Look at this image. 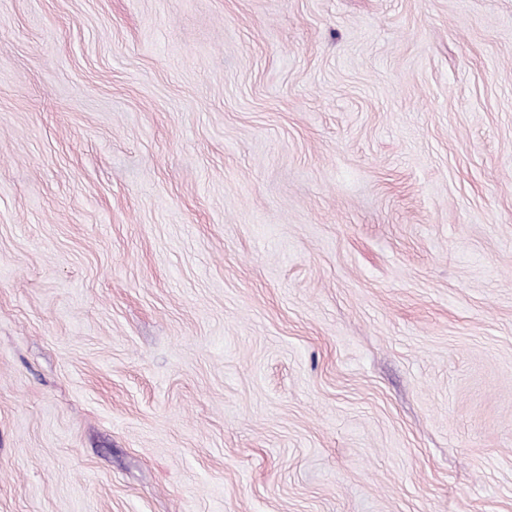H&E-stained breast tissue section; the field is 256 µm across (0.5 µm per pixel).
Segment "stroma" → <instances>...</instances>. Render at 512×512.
<instances>
[{"mask_svg":"<svg viewBox=\"0 0 512 512\" xmlns=\"http://www.w3.org/2000/svg\"><path fill=\"white\" fill-rule=\"evenodd\" d=\"M0 512H512V0H0Z\"/></svg>","mask_w":512,"mask_h":512,"instance_id":"1","label":"stroma"}]
</instances>
